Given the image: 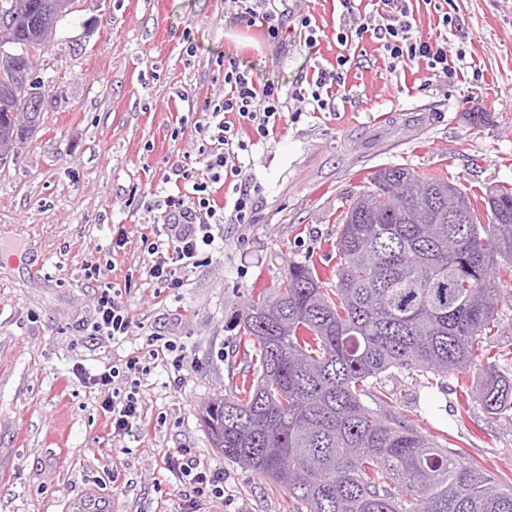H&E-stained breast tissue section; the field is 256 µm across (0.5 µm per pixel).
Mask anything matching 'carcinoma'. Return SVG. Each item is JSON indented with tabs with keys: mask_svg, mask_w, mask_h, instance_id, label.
<instances>
[{
	"mask_svg": "<svg viewBox=\"0 0 512 512\" xmlns=\"http://www.w3.org/2000/svg\"><path fill=\"white\" fill-rule=\"evenodd\" d=\"M0 0L26 53L55 0ZM0 51V146L36 128L41 83ZM470 198L446 180L384 168L341 214L336 285L304 263L250 295L239 328L249 370L237 391L205 404L211 447L282 483L296 512H512V481L461 460L398 416L363 401L391 369L464 374L488 347L502 281L512 278V190ZM472 396L491 417L512 411V359L480 368Z\"/></svg>",
	"mask_w": 512,
	"mask_h": 512,
	"instance_id": "carcinoma-1",
	"label": "carcinoma"
}]
</instances>
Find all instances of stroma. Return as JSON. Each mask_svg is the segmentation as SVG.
Segmentation results:
<instances>
[{"instance_id":"1","label":"stroma","mask_w":512,"mask_h":512,"mask_svg":"<svg viewBox=\"0 0 512 512\" xmlns=\"http://www.w3.org/2000/svg\"><path fill=\"white\" fill-rule=\"evenodd\" d=\"M376 0H288L286 50L261 30L233 25L228 0H74L35 57L44 106L38 129L0 165V512H66L87 488L112 512H173L180 484L167 455L189 448L224 475L226 512H294L284 488L225 460L199 419L235 391L248 362L229 322L249 293L277 287L289 262H312L336 282L338 215L377 170L400 165L441 175L479 200L512 188V0H428L422 36L448 40L453 80L428 81L425 61L390 69L371 38L341 46L346 15ZM449 17V26L439 18ZM310 18L302 28L301 18ZM353 56L345 88L323 109L290 99L267 137L236 124L242 172L216 186L217 203L246 188L251 218L214 224L181 287L155 293L144 261L163 216L156 197L191 183L208 135L205 102L223 98L236 60L284 89ZM123 246H116L118 235ZM103 276L87 278V263ZM113 286L128 335H94L97 299ZM177 345L183 369L146 356L149 340ZM141 357L143 373L93 385L92 375ZM138 386L146 425L112 434L113 390ZM394 410L444 439L466 462L512 476V421L479 403L462 407L455 378L393 372Z\"/></svg>"}]
</instances>
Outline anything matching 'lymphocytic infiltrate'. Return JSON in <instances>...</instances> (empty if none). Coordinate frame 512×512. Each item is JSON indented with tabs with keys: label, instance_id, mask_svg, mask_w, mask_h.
Masks as SVG:
<instances>
[{
	"label": "lymphocytic infiltrate",
	"instance_id": "obj_1",
	"mask_svg": "<svg viewBox=\"0 0 512 512\" xmlns=\"http://www.w3.org/2000/svg\"><path fill=\"white\" fill-rule=\"evenodd\" d=\"M234 10L231 23L260 26L269 41L285 45L288 37V10L278 9L272 0H231ZM381 11L369 13L354 20L348 30L338 32L340 44H347L350 37L371 34L382 41L393 65H407L425 59L432 78L450 79L456 69L448 61V49L439 41L417 36V18L412 0H380ZM224 82L230 90L222 101L206 103L205 109L217 120V132L210 151L200 152L199 164L209 172V181H196L192 185V199L180 194H170L157 200L164 222L158 234L168 239L167 245L149 248L150 259L146 275L151 282L166 288L180 287L182 269L193 265L199 245H210L208 229L224 220L242 224L248 219L250 198L247 191H240L232 209L217 204L209 189L210 182L219 181L221 172L239 175V153L246 150L245 142L235 140L225 113L232 112L246 119L259 137H266L269 127L281 118L284 104L282 88L270 82H255L248 71L240 69L237 62H230L224 70ZM95 335L113 338L128 335L131 320L127 311L109 292H102L97 301ZM143 399L136 394L113 393L105 406L112 415V430L116 436H125L145 425ZM166 470L179 481L184 491L176 512H200L203 501L216 504L224 502V477L217 472L200 468L191 449H179L165 460Z\"/></svg>",
	"mask_w": 512,
	"mask_h": 512
}]
</instances>
